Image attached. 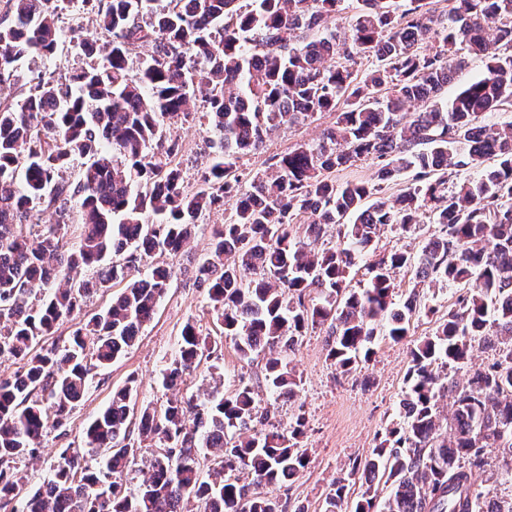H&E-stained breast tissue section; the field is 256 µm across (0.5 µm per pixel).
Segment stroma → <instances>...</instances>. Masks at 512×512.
<instances>
[{
	"mask_svg": "<svg viewBox=\"0 0 512 512\" xmlns=\"http://www.w3.org/2000/svg\"><path fill=\"white\" fill-rule=\"evenodd\" d=\"M85 62L84 54L73 46L68 33H61L57 54L48 59H27L14 84L0 88V100L18 102L27 93L33 76L64 75ZM330 122V117L324 116L305 125L280 129L258 151L241 160V171L253 174L266 170L270 157L294 144L318 138ZM171 133L181 144L178 160L185 181L189 186H196L208 159L213 130L208 124L189 120L173 125ZM227 218L224 210L203 213L195 221L190 242L177 252L161 255V262L172 266L176 276L153 319L144 326L133 347L107 368L93 370L89 388L67 422L65 436L48 431L38 458L22 462L21 467L28 474V489L37 488L47 478L58 448L80 446L87 425L107 405L113 390L122 387L129 378L137 380L139 401L157 407L166 403L170 393L162 384V372L177 352L186 321H194L203 335L216 341L226 389L242 385L265 393L264 358L258 356L249 361L240 358L234 341L224 336L220 322L210 311L205 291L194 281L193 271L207 248L213 225ZM460 293V288L454 286L428 292L422 302L432 307V314L416 315L405 339L379 341L371 360L359 363L356 370L347 374L336 371L327 357L326 328H316L300 337L292 357L301 379L298 397L278 400L271 409L272 424L282 430L288 428L297 414H304L307 420L305 469L292 483L271 489L273 495L286 502L289 512L301 505L309 512H318L340 470L353 461L370 457L386 428L399 422L398 407L406 391L409 351L417 340L434 332L440 316L447 313Z\"/></svg>",
	"mask_w": 512,
	"mask_h": 512,
	"instance_id": "35a3bbf8",
	"label": "stroma"
}]
</instances>
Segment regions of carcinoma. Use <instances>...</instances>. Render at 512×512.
<instances>
[{
	"label": "carcinoma",
	"instance_id": "carcinoma-1",
	"mask_svg": "<svg viewBox=\"0 0 512 512\" xmlns=\"http://www.w3.org/2000/svg\"><path fill=\"white\" fill-rule=\"evenodd\" d=\"M70 2L5 0L0 87L16 80L25 58L57 52ZM81 2L105 39L77 25L70 40L92 61L61 81L37 75L20 103L0 104V358L20 364L0 378V509L22 495L14 464L37 457L92 371L134 346L153 318L176 272L143 271L144 259L179 251L197 215L229 205L195 283L242 358L269 355L265 380L276 400L298 395L289 357L308 330L328 324V358L348 373L371 358L378 337L408 336L421 294L466 288L410 350L401 422L330 484L321 512H512V499L473 480L489 448L503 450L512 473V122H485L512 108V0H450L446 15L439 0H357L341 37L332 26L342 0ZM136 43L152 45V54L134 68L128 49ZM459 45L484 58L486 70L448 102L441 92L451 65L465 64ZM358 58L371 60L364 75L354 69ZM198 98L215 151L189 190L175 163L181 145L167 131ZM325 114L334 121L321 138L272 156L269 169L243 180L238 162L273 131ZM76 157L88 163L70 182L62 170ZM364 159L376 162L372 184L336 180ZM450 168L479 176L450 192L442 178ZM407 172L396 199L379 196ZM72 207L80 231L69 241L60 222L41 215ZM425 213L440 230L419 255L385 253L368 264L367 287H350L381 229L409 233ZM303 220L314 242L336 226L339 244L310 247L294 231ZM413 265L414 287L398 304L392 273ZM88 268L97 270L93 281L79 278ZM111 282L126 286L108 308L61 348L36 351L81 314L91 290ZM475 342L492 362L453 380ZM204 357L218 360L188 320L163 386L177 390ZM206 396L137 410L130 379L86 428L82 448L59 449L45 492L10 512H286L263 488L305 468V418L268 427L270 407L247 386L226 393L215 385ZM153 441L161 452L137 492L124 494L125 471ZM85 449L106 454L93 466ZM357 476L366 488L350 506L346 490ZM381 485L390 488L382 501Z\"/></svg>",
	"mask_w": 512,
	"mask_h": 512
}]
</instances>
